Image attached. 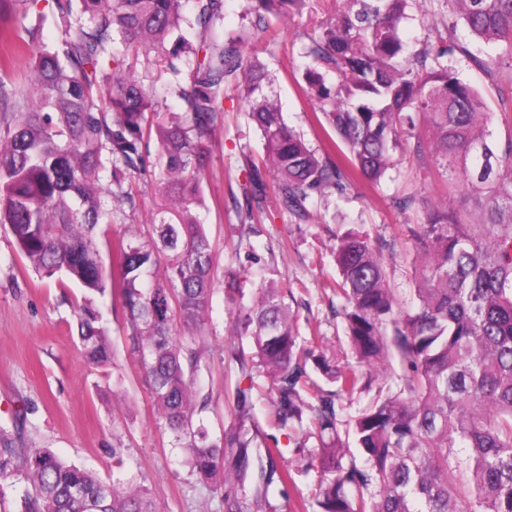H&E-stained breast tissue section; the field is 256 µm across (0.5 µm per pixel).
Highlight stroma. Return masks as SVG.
Instances as JSON below:
<instances>
[{"mask_svg":"<svg viewBox=\"0 0 512 512\" xmlns=\"http://www.w3.org/2000/svg\"><path fill=\"white\" fill-rule=\"evenodd\" d=\"M331 5L321 0L314 13H302L274 22V35L253 37L261 60L274 78L284 117L306 143L322 150L326 140L315 121L317 110L303 78L304 44L327 17ZM135 77L154 95L159 110L182 109L180 92L188 79L173 81L155 63L139 58ZM463 76L479 92L492 116L490 129L497 148L512 140V112L501 104V94L512 89V72L489 79L476 70ZM248 106L236 91L224 99V129L218 135L201 177L207 204L199 216L211 238L219 269L239 271L244 295H251L258 281L252 271L267 263L277 271L276 279L294 297L301 343L321 345L336 356L340 365H354L345 329L336 309L341 301L331 292L337 277L331 252L338 228H356L382 245L388 262L391 287L406 291L413 286L420 259L402 230L419 223L417 211L394 209L393 196L417 192L429 198L442 197L443 181L425 179L410 155H402L378 185L357 180L343 197L319 200L309 220L299 223L276 207L266 208L254 225L239 223L237 205L243 204L241 185L246 159H260L263 141L248 120ZM160 147L151 143L146 171L138 175L135 206L112 226L113 236L129 230L145 231L163 198L157 191L161 177ZM81 293L58 281L38 276L20 254L8 229L0 226V439L19 448H50L62 458L93 469L102 479L112 477V449L123 444L125 467L139 475L160 501L163 512H216L219 502L209 496L204 484L185 464L180 449L171 445L167 432L159 429L150 398L149 380L131 353L120 297L109 306V339L112 363L98 368L83 357L75 322ZM237 311L216 288L209 311L207 367L200 374L203 394L209 397L205 418L214 437L239 424L235 416L234 389L238 349H250L246 336H229L225 330ZM273 408L259 397L254 409L257 442L285 448L288 438L272 423ZM288 468L289 484H272L269 500L275 512H290L289 500H299L302 512H317L316 471L304 460L287 452L278 462Z\"/></svg>","mask_w":512,"mask_h":512,"instance_id":"1","label":"stroma"}]
</instances>
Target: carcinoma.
Returning a JSON list of instances; mask_svg holds the SVG:
<instances>
[{
	"label": "carcinoma",
	"instance_id": "obj_1",
	"mask_svg": "<svg viewBox=\"0 0 512 512\" xmlns=\"http://www.w3.org/2000/svg\"><path fill=\"white\" fill-rule=\"evenodd\" d=\"M313 0H249L237 29H224V0H53L57 37L23 31L16 15L39 0H0V225L43 278L81 288L75 332L87 361L112 363L99 300L119 293L136 361L150 381L158 425L224 512H268V486L288 482L280 448L252 447L245 422L262 377L280 430L309 422L318 437L320 512H512V140L491 144L490 117L459 65L493 78L512 69V0H439L436 41H404L417 0H336L338 9L304 47V76L335 135L311 150L286 123L274 79L249 52L269 17ZM464 27L470 36L458 35ZM153 55L190 79L181 113L159 119L151 97L113 51ZM25 71L22 87L14 82ZM336 83H328L329 74ZM234 84L261 132L264 156L242 184L250 224L267 201L309 216L311 200L342 195L358 177L378 184L409 152L427 177H447L444 199H392L421 255L410 303L388 282L370 237L334 238L336 296L363 372L341 369L298 342L297 313L273 277H262L232 320L254 352L236 355L239 429L213 437L197 384L206 366L208 312L218 280L213 247L195 214L200 175L224 126ZM157 137L164 208L152 230L113 242V272L96 240L134 205L126 175L146 166ZM399 361L401 371L392 368ZM316 390L308 403L305 388ZM365 393L355 412L346 396ZM112 480L50 448H0V494L25 486L19 512H161L112 449Z\"/></svg>",
	"mask_w": 512,
	"mask_h": 512
}]
</instances>
